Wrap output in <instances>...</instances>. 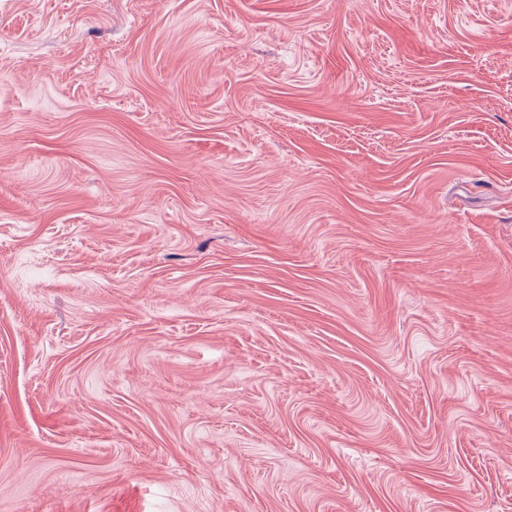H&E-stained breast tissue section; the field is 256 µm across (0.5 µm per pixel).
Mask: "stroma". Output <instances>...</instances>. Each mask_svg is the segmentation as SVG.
Returning <instances> with one entry per match:
<instances>
[{
	"instance_id": "stroma-1",
	"label": "stroma",
	"mask_w": 512,
	"mask_h": 512,
	"mask_svg": "<svg viewBox=\"0 0 512 512\" xmlns=\"http://www.w3.org/2000/svg\"><path fill=\"white\" fill-rule=\"evenodd\" d=\"M0 512H512V0H0Z\"/></svg>"
}]
</instances>
